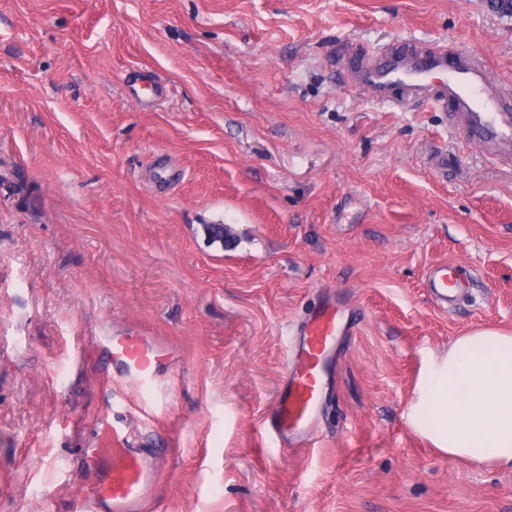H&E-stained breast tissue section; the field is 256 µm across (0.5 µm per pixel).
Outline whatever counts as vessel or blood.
Listing matches in <instances>:
<instances>
[{
	"label": "vessel or blood",
	"mask_w": 512,
	"mask_h": 512,
	"mask_svg": "<svg viewBox=\"0 0 512 512\" xmlns=\"http://www.w3.org/2000/svg\"><path fill=\"white\" fill-rule=\"evenodd\" d=\"M353 70L371 98L388 102L399 89L407 101L449 105V125L459 127L469 143L493 156H512V105L501 99L488 69L478 60L462 55L452 61L440 50L379 53L355 60ZM467 282L465 272L445 264L426 275L434 302L444 308L454 305L455 293ZM297 334L276 403L262 419L265 434L292 451L310 445L320 419L325 357L338 334L334 293L323 295ZM111 354L123 374L143 382L154 379L166 346L146 336H116ZM84 460L94 478L83 487L81 512H140L157 477L147 453L129 447L121 432L108 425Z\"/></svg>",
	"instance_id": "b4317fda"
}]
</instances>
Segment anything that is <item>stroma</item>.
<instances>
[{
  "label": "stroma",
  "mask_w": 512,
  "mask_h": 512,
  "mask_svg": "<svg viewBox=\"0 0 512 512\" xmlns=\"http://www.w3.org/2000/svg\"><path fill=\"white\" fill-rule=\"evenodd\" d=\"M435 45L512 90L490 0H0V512H77L105 422L154 452L143 512H512V467L404 419L427 352L512 333V160L349 67ZM329 290L350 331L283 453L259 422ZM117 332L166 343L157 380ZM467 283L465 272L447 264L432 267L426 275V288H429L434 302L443 308L454 305V294ZM167 346L147 336H112V361L131 381L154 379L165 359Z\"/></svg>",
  "instance_id": "stroma-1"
}]
</instances>
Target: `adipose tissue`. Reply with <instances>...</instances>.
Wrapping results in <instances>:
<instances>
[{
    "label": "adipose tissue",
    "mask_w": 512,
    "mask_h": 512,
    "mask_svg": "<svg viewBox=\"0 0 512 512\" xmlns=\"http://www.w3.org/2000/svg\"><path fill=\"white\" fill-rule=\"evenodd\" d=\"M405 418L449 458L512 466V335L477 332L427 354Z\"/></svg>",
    "instance_id": "1"
}]
</instances>
